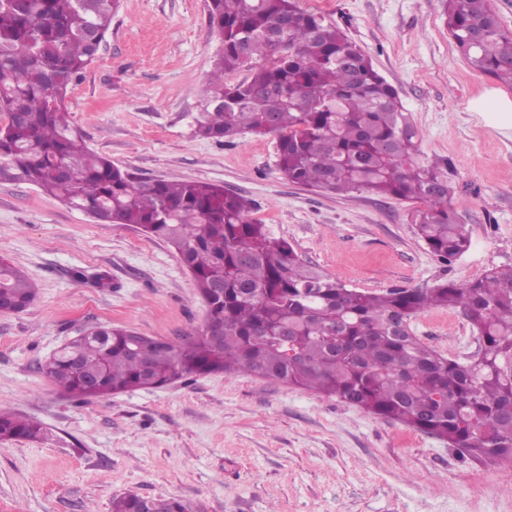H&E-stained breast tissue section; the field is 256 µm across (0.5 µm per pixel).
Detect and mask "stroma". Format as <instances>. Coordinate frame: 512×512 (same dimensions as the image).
<instances>
[{
    "label": "stroma",
    "instance_id": "stroma-1",
    "mask_svg": "<svg viewBox=\"0 0 512 512\" xmlns=\"http://www.w3.org/2000/svg\"><path fill=\"white\" fill-rule=\"evenodd\" d=\"M337 24L397 90L421 157L448 160L451 206L471 238L440 261L416 234L417 202L290 183L272 135L197 137L193 117L219 43L205 0H121L105 46L68 92L88 147L147 181L223 186L252 216L347 288L465 282L512 264V131L467 110L498 88L451 39L442 0H300ZM0 258L37 297L0 313V409L46 427L0 445V512H111L115 495L175 497L189 512H512V462L459 458L428 434L275 380L184 379L85 402L39 367L86 328L179 341L205 307L170 246L94 222L38 188L0 180ZM415 335L449 358L478 350L460 310L428 309Z\"/></svg>",
    "mask_w": 512,
    "mask_h": 512
}]
</instances>
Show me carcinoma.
<instances>
[{
  "mask_svg": "<svg viewBox=\"0 0 512 512\" xmlns=\"http://www.w3.org/2000/svg\"><path fill=\"white\" fill-rule=\"evenodd\" d=\"M119 2L0 0V179L33 185L101 223L142 226L170 245L192 271L205 325L224 326V343L211 344L200 329L191 341L137 352L134 330L101 326L104 339L75 338L42 373L80 401L193 375L271 378L435 436L472 461L512 460V265L433 288L349 289L253 220L250 199L207 182H145L90 150L65 99L97 57L91 36L107 37ZM443 5L468 62L512 88V30L491 0ZM207 12L221 49L197 136L230 143L273 134L288 182L420 201L414 224L429 250L445 260L467 251L448 161L417 160L418 135L398 92L340 28L297 0H207ZM239 71L243 80L226 81ZM34 297L29 278L0 259L9 311ZM434 307L462 312L479 332V355L460 362L414 336L411 320ZM44 437L39 423L0 410V445ZM111 512L188 506L122 493Z\"/></svg>",
  "mask_w": 512,
  "mask_h": 512,
  "instance_id": "cac0c4a2",
  "label": "carcinoma"
}]
</instances>
